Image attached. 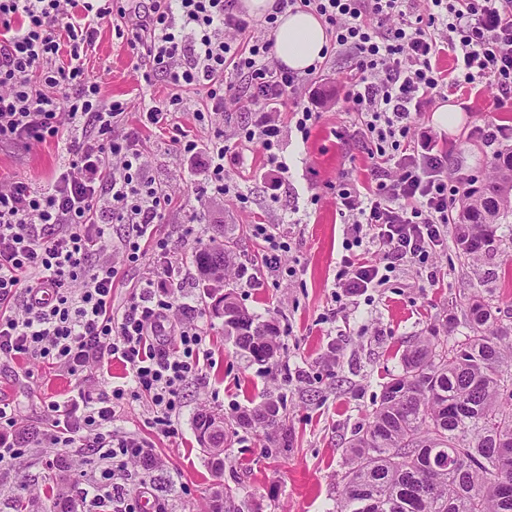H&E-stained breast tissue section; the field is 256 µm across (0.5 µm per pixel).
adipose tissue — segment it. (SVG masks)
<instances>
[{"instance_id": "obj_1", "label": "adipose tissue", "mask_w": 512, "mask_h": 512, "mask_svg": "<svg viewBox=\"0 0 512 512\" xmlns=\"http://www.w3.org/2000/svg\"><path fill=\"white\" fill-rule=\"evenodd\" d=\"M274 39L280 63L300 73L319 60L329 44L321 19L301 9L279 15Z\"/></svg>"}]
</instances>
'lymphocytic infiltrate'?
<instances>
[{"label": "lymphocytic infiltrate", "mask_w": 512, "mask_h": 512, "mask_svg": "<svg viewBox=\"0 0 512 512\" xmlns=\"http://www.w3.org/2000/svg\"><path fill=\"white\" fill-rule=\"evenodd\" d=\"M134 2L0 0V142L67 134L46 187L0 181V359L41 360L70 377L103 373L117 359L129 364L131 381L95 401H48L50 419L35 434L13 405L0 403V467L34 441L52 449L51 469L60 466L61 449H92L91 472L78 488L83 512H137L136 495L119 478L129 463L151 467L154 453L114 429L125 395L148 396L155 427L173 434L181 388L208 356L207 330L180 291L183 263L171 239L156 233L173 192L147 176L139 136L123 124L127 102L103 98L85 70L102 22L116 18L130 31L137 81L151 83L159 70L177 89L147 108L142 124L171 125L178 155L205 152L201 192L224 197L229 148L261 143L268 165L287 173L271 113H292L296 130L309 135L318 113L305 91L324 65L301 74L276 63L271 33L289 9L323 20L331 54L354 60L343 101L359 118L355 133L372 161L368 184L336 188L347 254L334 282L349 297L382 287L398 267L442 247L455 203L468 191L449 178L448 158L431 134L410 141L415 111L478 80L496 108L512 105V0H275L261 19L246 16L237 0H152L145 14ZM448 52L454 66L444 71L438 61ZM228 73L235 82L225 81ZM185 89L202 92L200 108L190 109ZM245 104L257 117L230 145L220 135L199 144L172 121L190 110L206 126ZM106 212L111 223H100ZM116 224L124 227L120 263L146 258L151 267L119 308L112 304L118 263L93 255ZM373 247L382 254L375 263L364 256Z\"/></svg>", "instance_id": "lymphocytic-infiltrate-1"}]
</instances>
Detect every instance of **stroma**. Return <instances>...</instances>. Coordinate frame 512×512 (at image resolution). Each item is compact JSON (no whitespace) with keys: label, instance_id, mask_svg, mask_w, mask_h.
Returning a JSON list of instances; mask_svg holds the SVG:
<instances>
[{"label":"stroma","instance_id":"obj_1","mask_svg":"<svg viewBox=\"0 0 512 512\" xmlns=\"http://www.w3.org/2000/svg\"><path fill=\"white\" fill-rule=\"evenodd\" d=\"M131 60L126 38L116 33L114 24L105 23L85 66L104 97L130 102L126 126L143 141L150 175L168 182L173 190L175 205L157 233L177 236L188 211L200 209L205 213L202 238H209L217 224L232 234L236 263L253 267L257 276L246 285L226 281L225 287L250 313L278 322L282 363L270 371L250 364L225 337L224 324L213 313L193 263L200 246L192 240L182 242L187 291L207 329L210 359L202 375L183 389L176 435L157 433L147 412V397L125 404L117 430L145 439L158 460L149 471L130 465L129 488L145 486L142 512H155L160 505L167 512H211L228 485L239 487L238 500L251 512H334L349 443L368 423L385 383L401 371L402 355L416 339L448 315L460 314L475 293L498 307L502 322H512V278L504 274L505 267L512 265V215L503 220L492 251L481 261L465 259L451 237L426 267L400 268L382 287L337 299L334 276L344 253L345 224L333 188L346 176L365 182L370 166L365 151L345 137L355 115L342 111L339 94L352 59L330 57L316 83L320 117L309 137L296 131L290 113L278 114L279 155L288 166L284 178L276 179L268 170L260 144L233 149L224 160V179L236 192L221 199L198 196L206 154L186 160L173 152L167 128L141 127L142 108L166 100L171 89L159 74L150 87L141 88ZM448 101L462 110L458 126L437 127L436 107L430 104L419 110L413 131L435 132L438 149L448 155L449 177L464 181L474 175L486 181L491 155L475 128L488 121L512 126V107L490 111L491 93L481 85L463 89ZM62 147L60 139L51 137L2 142L0 178L47 185ZM261 219L283 225L288 233L290 249L272 270L263 268V245L249 231L250 224ZM82 385V379L55 376L36 360L0 361V401L16 406L22 424L32 429L45 419V400L64 398ZM277 387L286 395L288 442L282 446L265 444L235 423L240 411ZM204 409L224 417L220 475L211 470L193 425ZM48 454V449L34 446L18 471L0 469V512H15V500L21 495L17 479L42 488L77 483L81 457L70 456V468L58 471L46 467Z\"/></svg>","mask_w":512,"mask_h":512}]
</instances>
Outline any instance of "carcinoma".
<instances>
[{"label":"carcinoma","instance_id":"cac0c4a2","mask_svg":"<svg viewBox=\"0 0 512 512\" xmlns=\"http://www.w3.org/2000/svg\"><path fill=\"white\" fill-rule=\"evenodd\" d=\"M512 214V150L496 174L468 195L454 219L462 254L477 261ZM201 276L233 266L227 243L195 255ZM224 335L259 365L277 362L279 327L231 299ZM463 320L420 336L386 382L367 428L349 447L336 512H512V323L483 297ZM464 332L455 334L457 326ZM279 397L241 411L236 424L288 442Z\"/></svg>","mask_w":512,"mask_h":512}]
</instances>
